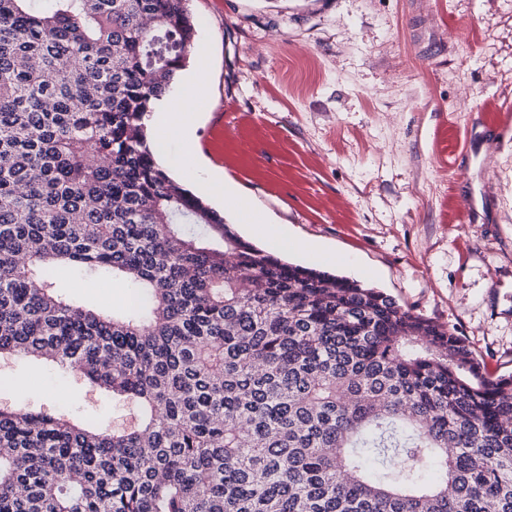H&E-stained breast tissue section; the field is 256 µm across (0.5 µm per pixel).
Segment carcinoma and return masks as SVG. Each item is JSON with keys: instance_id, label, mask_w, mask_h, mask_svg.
<instances>
[{"instance_id": "obj_1", "label": "carcinoma", "mask_w": 512, "mask_h": 512, "mask_svg": "<svg viewBox=\"0 0 512 512\" xmlns=\"http://www.w3.org/2000/svg\"><path fill=\"white\" fill-rule=\"evenodd\" d=\"M196 33L189 0H0V358L140 409L0 406V512H512V375L243 240L156 161L145 119ZM64 264L137 299L75 305Z\"/></svg>"}]
</instances>
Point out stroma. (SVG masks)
<instances>
[{
	"label": "stroma",
	"instance_id": "1",
	"mask_svg": "<svg viewBox=\"0 0 512 512\" xmlns=\"http://www.w3.org/2000/svg\"><path fill=\"white\" fill-rule=\"evenodd\" d=\"M207 48L199 147L257 211L331 256L325 267L454 329L488 377L512 373V0H191ZM235 113L216 128L218 110ZM471 147L474 160L459 168ZM472 199V212L463 202ZM63 296L124 307V280ZM28 385L18 392L17 382ZM0 403L93 425L132 424L80 374L0 359Z\"/></svg>",
	"mask_w": 512,
	"mask_h": 512
}]
</instances>
